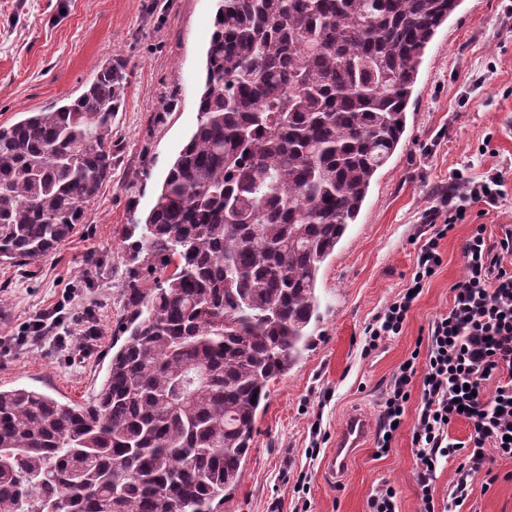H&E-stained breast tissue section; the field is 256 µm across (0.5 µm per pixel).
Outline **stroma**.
Listing matches in <instances>:
<instances>
[{
  "label": "stroma",
  "instance_id": "stroma-1",
  "mask_svg": "<svg viewBox=\"0 0 512 512\" xmlns=\"http://www.w3.org/2000/svg\"><path fill=\"white\" fill-rule=\"evenodd\" d=\"M218 0H0V124L77 96L104 60L119 62L124 100L112 118V174L84 224L48 255L0 263V387H29L57 400H89L104 381L126 317L131 281L154 285L131 264L134 239L123 228L144 217L156 188L198 119L203 55ZM482 179L503 172L496 207L470 204L440 242L443 263L425 284L400 335L364 355L366 325L411 277L414 242L429 228L455 172ZM512 225V18L504 0H461L426 49L407 129L375 175L355 224L322 265L317 340L271 388L237 488L220 512H368L375 488L398 492L399 512H418L410 399L389 452L361 448L346 474L329 481L322 457L349 412L378 415L392 373L428 327L447 313L450 288L465 273L461 247L475 225ZM64 305L74 330L93 326L92 343L69 349L18 347L8 339L40 313ZM319 457L308 454L312 443ZM494 481L476 476L456 512H512V459L496 458ZM304 479L306 494L294 485Z\"/></svg>",
  "mask_w": 512,
  "mask_h": 512
}]
</instances>
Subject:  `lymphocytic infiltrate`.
Masks as SVG:
<instances>
[{"instance_id": "lymphocytic-infiltrate-1", "label": "lymphocytic infiltrate", "mask_w": 512, "mask_h": 512, "mask_svg": "<svg viewBox=\"0 0 512 512\" xmlns=\"http://www.w3.org/2000/svg\"><path fill=\"white\" fill-rule=\"evenodd\" d=\"M502 174L476 180L456 172L452 189L443 200L448 219L416 247L412 279L364 330V352L383 340L400 335L415 294L442 263L439 242L445 238L468 203L496 206L502 196ZM465 275L451 288L445 314L431 324L425 360L410 357L393 373L379 401L374 444L385 454L404 421L412 388L421 395L412 427V443L419 460L417 486L420 512H437L432 482L441 460L466 452L468 465L458 468L447 502L456 507L467 499L473 476L496 458H512V225L503 224L491 235L475 225L462 246ZM73 330L63 307L28 322L15 344H51L66 348ZM466 421L467 443L452 441L448 425Z\"/></svg>"}]
</instances>
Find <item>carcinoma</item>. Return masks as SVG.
Returning a JSON list of instances; mask_svg holds the SVG:
<instances>
[{
    "mask_svg": "<svg viewBox=\"0 0 512 512\" xmlns=\"http://www.w3.org/2000/svg\"><path fill=\"white\" fill-rule=\"evenodd\" d=\"M197 127L139 234L125 339L87 403L0 388V512H215L270 385L309 350L317 278L400 144L460 0H219ZM124 91L107 60L67 103L0 125V261L85 223Z\"/></svg>",
    "mask_w": 512,
    "mask_h": 512,
    "instance_id": "1",
    "label": "carcinoma"
}]
</instances>
